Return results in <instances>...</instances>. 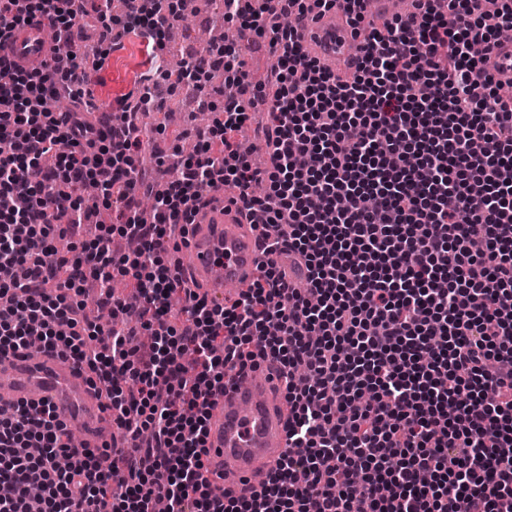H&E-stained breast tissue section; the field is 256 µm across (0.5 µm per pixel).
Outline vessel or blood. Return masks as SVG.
Instances as JSON below:
<instances>
[{"label": "vessel or blood", "instance_id": "obj_1", "mask_svg": "<svg viewBox=\"0 0 512 512\" xmlns=\"http://www.w3.org/2000/svg\"><path fill=\"white\" fill-rule=\"evenodd\" d=\"M299 28L309 53L336 77H344L349 65L364 53L365 41L350 24L344 0L329 9L305 13ZM48 30L43 18L17 26L0 44V55L25 69L42 67L54 55ZM487 67L497 81L512 85V40L498 43ZM250 223L239 200L221 191L197 212L186 248L188 273L208 299L223 301L227 286L252 281L259 251ZM0 395L14 402H48L88 447H100L112 438V420L87 375L57 353L36 358L25 353L1 356ZM287 442L279 393L263 372L251 373L214 397L207 438L208 476L217 488L233 492L258 485L275 468Z\"/></svg>", "mask_w": 512, "mask_h": 512}]
</instances>
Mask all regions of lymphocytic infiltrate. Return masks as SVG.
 Instances as JSON below:
<instances>
[{
  "label": "lymphocytic infiltrate",
  "instance_id": "lymphocytic-infiltrate-1",
  "mask_svg": "<svg viewBox=\"0 0 512 512\" xmlns=\"http://www.w3.org/2000/svg\"><path fill=\"white\" fill-rule=\"evenodd\" d=\"M100 0L103 33L143 38L156 59L185 18L169 0ZM418 12L372 31L346 79L311 57L269 8L224 0V18L268 41L272 87L253 82L241 45L223 54L225 101L180 176L136 203L141 131L111 133L83 101L76 57L26 70L0 56V351L44 350L95 377L130 453L75 447L55 409L18 403L0 418V512H512V107L494 94L488 55L512 25V0H416ZM49 18L84 28L76 0H0V37ZM68 91L57 114L47 98ZM267 109L270 166L240 149L249 111ZM98 183L121 237L61 252ZM231 187L262 216L267 259L228 303L161 264L210 193ZM133 298L112 292L113 263ZM119 322H92L85 280ZM285 379L288 449L260 486L229 494L205 478L209 406L262 364Z\"/></svg>",
  "mask_w": 512,
  "mask_h": 512
}]
</instances>
